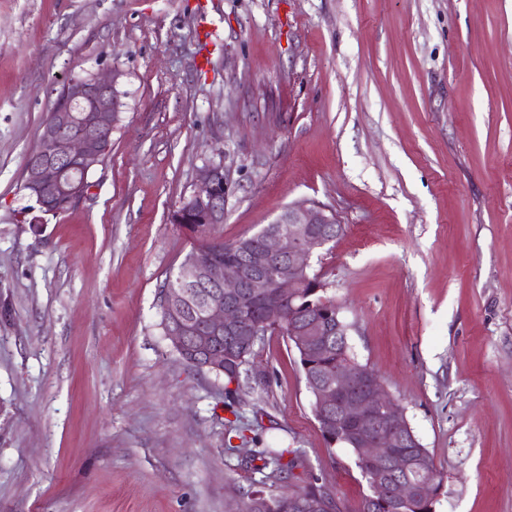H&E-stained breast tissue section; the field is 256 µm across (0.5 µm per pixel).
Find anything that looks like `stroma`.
I'll use <instances>...</instances> for the list:
<instances>
[{"instance_id": "35a3bbf8", "label": "stroma", "mask_w": 512, "mask_h": 512, "mask_svg": "<svg viewBox=\"0 0 512 512\" xmlns=\"http://www.w3.org/2000/svg\"><path fill=\"white\" fill-rule=\"evenodd\" d=\"M111 70L105 164L35 215L43 122ZM209 165L224 242L335 213L325 294L442 471L435 512H512V0H0V512H241L310 473L358 512L287 336L232 412L163 334L196 243L170 215ZM257 437L303 459L292 480L245 466Z\"/></svg>"}]
</instances>
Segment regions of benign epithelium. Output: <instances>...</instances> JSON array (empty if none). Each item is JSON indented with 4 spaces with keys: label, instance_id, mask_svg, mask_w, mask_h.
Listing matches in <instances>:
<instances>
[{
    "label": "benign epithelium",
    "instance_id": "1",
    "mask_svg": "<svg viewBox=\"0 0 512 512\" xmlns=\"http://www.w3.org/2000/svg\"><path fill=\"white\" fill-rule=\"evenodd\" d=\"M118 79L119 74L112 71L73 77L64 84L62 93L68 104L51 111L40 130L37 157L23 169L22 189L43 213H57L60 202L71 208L88 193V173L101 165L111 147L113 113L120 106ZM226 194L222 166L203 168L194 192L173 210L171 223H224ZM334 223L333 213L323 205L295 204L259 233V248L241 247V260L185 258L178 273L181 287L166 289L168 338L174 347L190 350L208 372L223 373L230 356L225 350L211 349L212 340L224 335L238 355L248 354L258 330L251 310L261 299L262 323L288 319V335L304 352L328 345L331 336L345 335L344 319L339 315L314 311L305 319L286 316L287 305L309 282L314 257L335 240ZM209 285L218 288L217 295L201 306L195 320H187L184 309L190 289ZM309 386L317 393L316 412L325 433H332L340 421L350 426L349 443L361 449L375 493L383 492L396 503L415 494L434 495L431 479L413 486L391 477L409 466L403 448L416 447L418 442L405 410L374 375L348 358L328 376L309 378ZM384 448L396 452L385 460Z\"/></svg>",
    "mask_w": 512,
    "mask_h": 512
}]
</instances>
